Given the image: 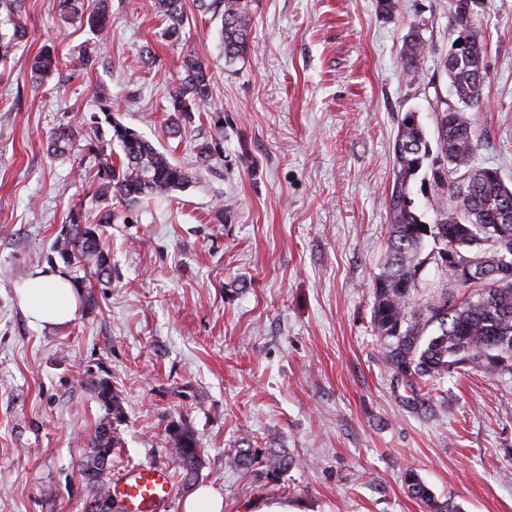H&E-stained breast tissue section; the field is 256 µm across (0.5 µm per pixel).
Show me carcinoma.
<instances>
[{
    "label": "carcinoma",
    "mask_w": 512,
    "mask_h": 512,
    "mask_svg": "<svg viewBox=\"0 0 512 512\" xmlns=\"http://www.w3.org/2000/svg\"><path fill=\"white\" fill-rule=\"evenodd\" d=\"M110 2L95 0L88 12L81 0H59L58 7L61 17L87 24L103 41L108 36ZM155 8L167 22L164 36L172 44L181 41L185 25L182 0H156ZM205 8L222 11L224 61L231 64L243 57L252 30L248 0H209ZM2 11L13 32L9 38L0 33L1 60L25 34L20 22L21 0H0ZM448 11L450 34H467L469 55L462 61L443 62L455 101L437 100L435 141L427 137L418 113L409 111L400 118L393 147L389 254L374 280L370 311L386 367L418 396L428 395L435 379L460 367L512 376V274L496 273L503 254L512 257V187L505 184L498 169L473 163L478 138L465 109L477 110L483 103L488 78L486 47L476 20L460 14L456 0H448ZM427 51V40L420 31H410L400 56L409 82L420 80ZM98 64L97 53L85 52L72 71L85 76ZM62 65L55 50L44 47L33 56L30 71L41 84ZM172 83L170 111L189 120L194 113L205 111L210 77L202 60L184 57ZM104 123L111 133L109 142L120 147L115 162L97 140ZM50 139L52 150L61 153L84 141L87 152L101 158L94 175L83 169L80 175L95 179L97 197L103 202L110 198L129 203L170 199L192 179L188 169L153 141L117 121L108 100L100 102L98 110L82 123L58 127ZM418 177L434 214L430 224L417 215L410 198V183ZM114 220L108 206L95 214L71 210L68 229L55 241L58 258L98 284L109 282L110 256L99 227ZM467 272L474 282L464 279ZM81 383L96 394L105 415L94 430L79 472L88 497H103L109 495L107 477L112 465L100 467L95 458L102 448L113 455L121 448L123 402L120 391L104 378L86 376ZM167 443L179 467L181 486L187 491L197 480L204 450L195 432L182 422L168 428ZM228 460L238 469L257 466L274 479L289 465L286 451L271 447L237 448ZM404 481L409 496L428 512H463L458 505L436 499L415 471H406Z\"/></svg>",
    "instance_id": "carcinoma-1"
}]
</instances>
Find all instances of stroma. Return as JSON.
I'll return each mask as SVG.
<instances>
[{"label": "stroma", "mask_w": 512, "mask_h": 512, "mask_svg": "<svg viewBox=\"0 0 512 512\" xmlns=\"http://www.w3.org/2000/svg\"><path fill=\"white\" fill-rule=\"evenodd\" d=\"M185 0L168 46L154 0H112L111 34L89 76L36 86L44 45L77 58L88 27L56 0H23L26 35L0 64V512H83L79 467L105 411L80 384L109 379L126 421L113 473L171 465L167 429L186 422L204 450L198 486L223 512L285 500L300 512H424L404 484L415 470L463 512H512V377L465 369L416 398L385 366L370 324L372 283L391 220L392 145L405 112L434 133L452 89L448 0H250L249 48L224 62L222 15ZM477 25L488 80L470 116L474 163L512 184V0H484ZM420 27L422 79L398 60ZM204 62L212 111L173 120L168 78ZM110 97L115 118L192 174L174 201L111 205L112 281L78 279L80 312L61 329L29 325L14 288L56 264L74 205L100 209L82 147L48 137ZM220 151L200 162L210 141ZM288 453L273 479L230 467L235 449Z\"/></svg>", "instance_id": "1"}]
</instances>
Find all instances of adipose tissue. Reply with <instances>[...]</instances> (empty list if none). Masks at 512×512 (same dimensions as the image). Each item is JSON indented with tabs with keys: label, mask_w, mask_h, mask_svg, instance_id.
Masks as SVG:
<instances>
[{
	"label": "adipose tissue",
	"mask_w": 512,
	"mask_h": 512,
	"mask_svg": "<svg viewBox=\"0 0 512 512\" xmlns=\"http://www.w3.org/2000/svg\"><path fill=\"white\" fill-rule=\"evenodd\" d=\"M15 295L30 324L38 329L65 326L79 314L78 290L60 265L34 270L17 284Z\"/></svg>",
	"instance_id": "1"
}]
</instances>
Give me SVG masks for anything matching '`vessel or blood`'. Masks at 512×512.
<instances>
[{"instance_id": "b4317fda", "label": "vessel or blood", "mask_w": 512, "mask_h": 512, "mask_svg": "<svg viewBox=\"0 0 512 512\" xmlns=\"http://www.w3.org/2000/svg\"><path fill=\"white\" fill-rule=\"evenodd\" d=\"M172 492L170 470L152 463L123 471L113 479L111 489L123 512H164Z\"/></svg>"}]
</instances>
